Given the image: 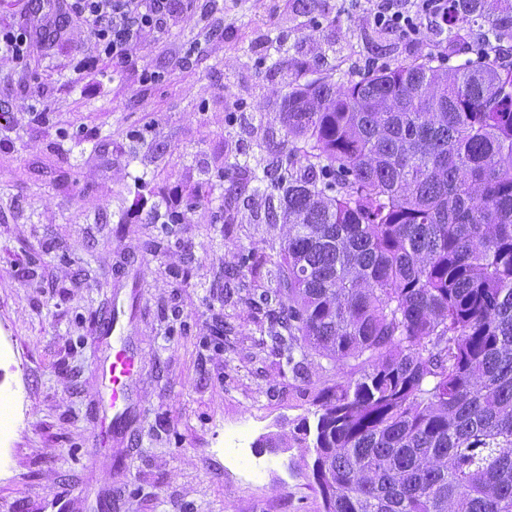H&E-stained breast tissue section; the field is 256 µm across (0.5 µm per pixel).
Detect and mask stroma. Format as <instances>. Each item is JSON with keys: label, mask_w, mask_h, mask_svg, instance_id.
I'll return each instance as SVG.
<instances>
[{"label": "stroma", "mask_w": 512, "mask_h": 512, "mask_svg": "<svg viewBox=\"0 0 512 512\" xmlns=\"http://www.w3.org/2000/svg\"><path fill=\"white\" fill-rule=\"evenodd\" d=\"M47 6L44 26L0 0V26L31 29L28 56L0 57V512H51L65 485L71 512H322L297 427L345 369L296 374L273 344L285 229L237 165L278 157L290 85L337 91L438 54L451 69L479 24L442 52L427 29L381 34L369 0H173L116 67L66 0ZM116 307L138 372L112 435ZM271 434L287 447H259Z\"/></svg>", "instance_id": "1"}]
</instances>
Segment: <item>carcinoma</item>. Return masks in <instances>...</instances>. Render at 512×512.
Instances as JSON below:
<instances>
[{
    "mask_svg": "<svg viewBox=\"0 0 512 512\" xmlns=\"http://www.w3.org/2000/svg\"><path fill=\"white\" fill-rule=\"evenodd\" d=\"M453 20L512 42V0ZM282 116L285 159L243 168L287 226L276 347L347 368L304 426L323 512H512V65L308 83Z\"/></svg>",
    "mask_w": 512,
    "mask_h": 512,
    "instance_id": "1",
    "label": "carcinoma"
}]
</instances>
